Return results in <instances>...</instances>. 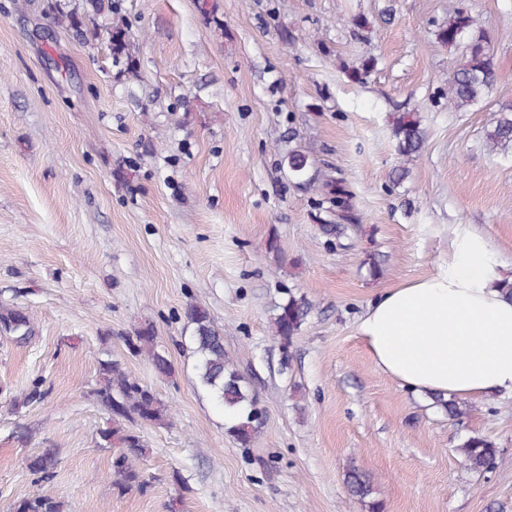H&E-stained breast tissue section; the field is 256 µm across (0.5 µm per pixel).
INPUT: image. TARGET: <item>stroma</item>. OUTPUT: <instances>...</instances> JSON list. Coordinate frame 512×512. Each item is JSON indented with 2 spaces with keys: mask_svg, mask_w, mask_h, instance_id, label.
I'll use <instances>...</instances> for the list:
<instances>
[{
  "mask_svg": "<svg viewBox=\"0 0 512 512\" xmlns=\"http://www.w3.org/2000/svg\"><path fill=\"white\" fill-rule=\"evenodd\" d=\"M463 3L497 78L454 112L458 51L436 31ZM81 5L0 0V303L37 330L25 345L0 335V512L35 492L65 512H369L353 468L383 512H512V398L448 418L380 371L358 331L377 295L447 261L455 225L488 237L512 276V149L485 147L512 102V0H118V15L56 24ZM117 18L131 73L107 48ZM366 51L374 70L349 81ZM402 112L426 131L410 161L392 136ZM295 149L354 194L361 222L341 247L316 229L315 191L289 179ZM287 288L313 307L284 370L269 310ZM195 305L258 394L250 447L195 382ZM147 326L171 375L127 349ZM107 358L172 408L171 425L139 426L142 491L113 488L97 444L109 415L89 392ZM38 382L46 398L24 404ZM473 433L496 442L493 472L458 451ZM48 445L59 463L43 479L27 464Z\"/></svg>",
  "mask_w": 512,
  "mask_h": 512,
  "instance_id": "35a3bbf8",
  "label": "stroma"
}]
</instances>
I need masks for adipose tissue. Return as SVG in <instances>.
Returning <instances> with one entry per match:
<instances>
[{
    "label": "adipose tissue",
    "mask_w": 512,
    "mask_h": 512,
    "mask_svg": "<svg viewBox=\"0 0 512 512\" xmlns=\"http://www.w3.org/2000/svg\"><path fill=\"white\" fill-rule=\"evenodd\" d=\"M491 243L459 224L438 272L372 301L359 333L376 366L420 393L512 397V298Z\"/></svg>",
    "instance_id": "adipose-tissue-1"
}]
</instances>
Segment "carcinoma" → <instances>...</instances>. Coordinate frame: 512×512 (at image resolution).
<instances>
[{"label":"carcinoma","mask_w":512,"mask_h":512,"mask_svg":"<svg viewBox=\"0 0 512 512\" xmlns=\"http://www.w3.org/2000/svg\"><path fill=\"white\" fill-rule=\"evenodd\" d=\"M436 36L439 42L449 47L465 42L464 53L450 67L445 82L448 86V108L466 112L481 100L495 82L490 41L483 32L473 30V18L465 7L458 8L448 16V21L438 27ZM128 46L127 29L117 21L108 32V49L113 63L129 57ZM373 68V56L364 53L358 64L345 68V75L351 82L362 83ZM392 134L396 151L407 158L420 152L425 139L420 120L413 112H403L396 117ZM485 139L492 150L506 149L512 144L511 104L499 110L496 120L486 130ZM288 171L297 185H309L314 180V176L309 174L308 156L298 150L288 152ZM351 200L352 193L343 180L331 174L322 175L315 207L326 213V217L320 219L318 230L326 238L327 244H341L350 227L361 221L353 212ZM311 310L312 304L305 296L291 291L286 292V297L281 301L273 303L271 329L279 342L280 366L283 370L288 369L290 347ZM186 317L192 327L189 344L195 357L196 382L224 407L225 413L231 415L228 432L245 448L258 434L263 418L258 399L225 354L224 329L216 325L208 310L193 306L188 309ZM35 333L33 321L22 309L0 304V335L9 336L15 343L25 345ZM127 348L133 355L146 354L158 374H171V362L166 352L159 348L152 328H142L128 337ZM99 376V383L90 394L110 414L109 426L99 431V445L114 449L112 485L120 491L142 489L146 479L136 460L147 453V444L136 426L142 422L168 425L172 419V409L152 388L130 375L119 359L101 361ZM432 399L435 406L450 417L457 419L467 411L456 397L447 399L434 394ZM458 448L471 470L479 473L490 470L499 453L496 443L481 434L468 436ZM58 462L57 450L46 447L29 460L28 468L32 473L46 478ZM347 484L350 492L361 499L373 492L370 478L355 468L348 473ZM62 508L63 505L55 499L36 493L15 502L12 512H62Z\"/></svg>","instance_id":"cac0c4a2"}]
</instances>
